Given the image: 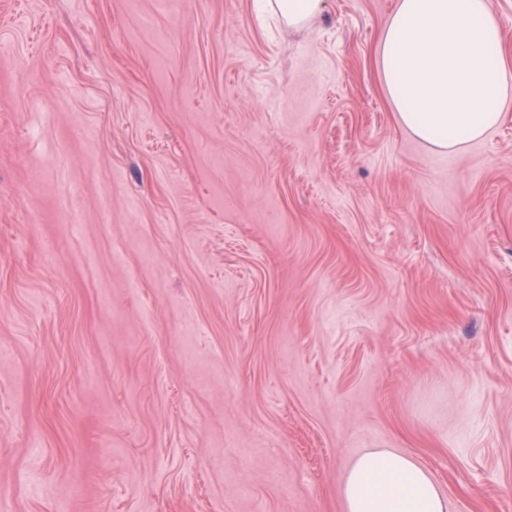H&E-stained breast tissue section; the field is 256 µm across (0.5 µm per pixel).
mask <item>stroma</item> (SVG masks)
<instances>
[{
    "label": "stroma",
    "mask_w": 512,
    "mask_h": 512,
    "mask_svg": "<svg viewBox=\"0 0 512 512\" xmlns=\"http://www.w3.org/2000/svg\"><path fill=\"white\" fill-rule=\"evenodd\" d=\"M395 3L0 0V512H512V111L402 126ZM261 6L276 11L291 28H302L319 15L323 0H268ZM342 496L346 512H448L430 472L387 448H368L355 459Z\"/></svg>",
    "instance_id": "stroma-1"
}]
</instances>
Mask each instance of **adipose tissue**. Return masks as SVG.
Here are the masks:
<instances>
[{
	"instance_id": "ef3b65f1",
	"label": "adipose tissue",
	"mask_w": 512,
	"mask_h": 512,
	"mask_svg": "<svg viewBox=\"0 0 512 512\" xmlns=\"http://www.w3.org/2000/svg\"><path fill=\"white\" fill-rule=\"evenodd\" d=\"M491 0H398L376 66L399 121L454 151L504 117L512 60ZM345 512H448L430 472L386 448L362 452L342 486Z\"/></svg>"
}]
</instances>
